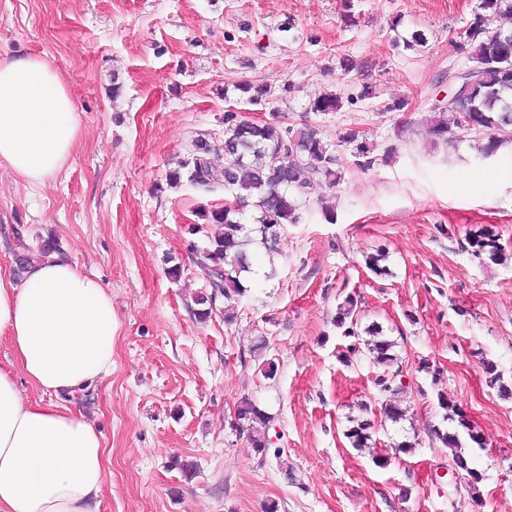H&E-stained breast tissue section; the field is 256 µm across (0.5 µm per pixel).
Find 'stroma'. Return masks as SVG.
Wrapping results in <instances>:
<instances>
[{
    "instance_id": "1",
    "label": "stroma",
    "mask_w": 512,
    "mask_h": 512,
    "mask_svg": "<svg viewBox=\"0 0 512 512\" xmlns=\"http://www.w3.org/2000/svg\"><path fill=\"white\" fill-rule=\"evenodd\" d=\"M479 2L0 0V56L48 60L79 124L69 161L45 184L0 165V267L14 268L17 236L33 248L55 238L112 292V372L67 399L103 438L101 512H263L271 500L279 512H512V398L482 373L491 361L512 379V152L477 159L469 133L434 148L424 123L463 62L456 40ZM416 29L425 48L397 47ZM344 55L366 70L342 74ZM243 78L276 90L259 115L301 119L329 91L357 101L314 115L338 144L342 180L315 188L309 214L281 237L276 279L252 283L228 325L194 316L207 278L189 254L207 241L197 210L224 193L170 188L165 176L198 136L222 143L225 110L247 108L234 89ZM395 100L404 109L386 111ZM350 129L372 145L371 168L339 145ZM485 229L505 262L464 250ZM380 248L382 276L365 266ZM171 257L180 278L167 273ZM343 290L360 295L362 324L379 323L397 344L400 423L379 414L376 367L338 360L349 343L334 324ZM260 338L266 347L253 353ZM265 358L275 379L258 371ZM441 394L483 437L464 448L483 474L476 490L449 486L451 451L429 437L453 427ZM244 396L274 416L267 456L230 428ZM362 402L378 434L358 450L344 432ZM405 439L411 452H396Z\"/></svg>"
}]
</instances>
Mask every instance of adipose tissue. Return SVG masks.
I'll return each mask as SVG.
<instances>
[{"label":"adipose tissue","instance_id":"1","mask_svg":"<svg viewBox=\"0 0 512 512\" xmlns=\"http://www.w3.org/2000/svg\"><path fill=\"white\" fill-rule=\"evenodd\" d=\"M79 126L66 84L40 57L0 59V164L29 185L64 167ZM0 512H100L108 468L100 432L56 402L112 372V295L67 254L0 271ZM23 371L50 403H28Z\"/></svg>","mask_w":512,"mask_h":512}]
</instances>
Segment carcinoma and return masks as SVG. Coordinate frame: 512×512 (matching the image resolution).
I'll return each mask as SVG.
<instances>
[{"mask_svg": "<svg viewBox=\"0 0 512 512\" xmlns=\"http://www.w3.org/2000/svg\"><path fill=\"white\" fill-rule=\"evenodd\" d=\"M495 17L511 18L512 3L507 0H481L480 10L475 12L468 28L459 35L457 52L465 59L464 68L476 67L482 72L481 80L474 86L471 112L468 119L446 108L433 106L432 115L426 119L427 133L432 144L452 145L461 131L483 135L476 147L479 158L495 157L507 143H512V42H505L490 28ZM403 48L417 51L428 43L421 30L401 39ZM239 99L250 105L269 103L275 90L268 84H257L244 78L236 85ZM355 103V97L346 99L328 92L309 101L306 111L320 115L341 110L344 103ZM287 115L273 110L264 120L244 124L237 111H224V139L222 145H212L198 137L193 143L192 156L177 162L166 173V184L178 187L188 183L193 189L209 193L216 188L224 189L227 203L220 208L201 209L195 216L214 226L207 236V243L192 246L194 263L207 275L211 291H201L193 299L194 315L201 321L209 319L216 310L218 298L224 299V323L237 319L238 307L246 300L250 288L243 284L244 276L253 272V251L262 249L273 257L278 254L282 233L290 224L301 223L304 210L311 200L314 186L323 184L329 188L341 180L336 144L327 138L318 124L303 123L299 126L285 122ZM341 142L353 148L360 158V166L373 164L372 149L366 140L351 130L341 137ZM222 154L223 165L218 168L212 156ZM16 263L20 269L34 256L46 257L60 252L55 240L41 242L37 253L24 242L22 234H16ZM468 249L474 257L486 258L493 264L503 261V248L491 233H480L467 239ZM358 297L348 293L337 306L336 327L347 337L359 336L361 326ZM363 327V326H361ZM369 339L363 344L354 343L339 353V361L347 364L356 355L369 359L381 368L373 379L377 395L386 398L380 411L394 423L407 416V408L393 399L401 390L402 369L397 367L398 358L393 353L395 342L383 334L379 324L373 322L363 327ZM485 384L497 389L500 396H512V384L504 382L497 366L483 363ZM439 407L444 410L442 419L457 423L452 432L435 428L433 441L454 449L450 467L461 474V482L471 490L482 481V473L471 465L462 452L460 432L477 446L482 442L472 432L464 413L448 403L442 393H437ZM274 416L260 404L244 396L240 399L231 429L247 436L257 453L263 454L269 444L268 430ZM375 423L371 419L356 421L345 437L354 448H366L373 441Z\"/></svg>", "mask_w": 512, "mask_h": 512, "instance_id": "1", "label": "carcinoma"}]
</instances>
